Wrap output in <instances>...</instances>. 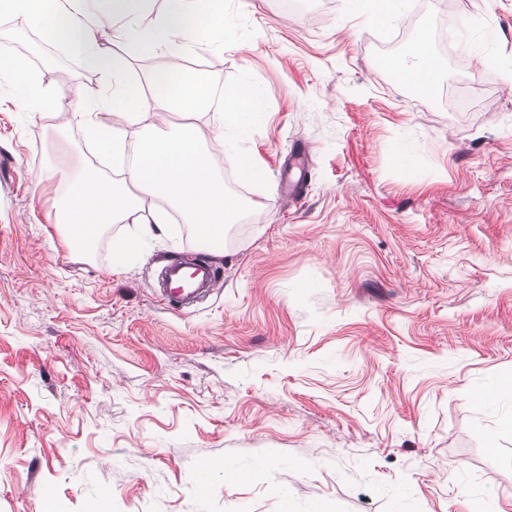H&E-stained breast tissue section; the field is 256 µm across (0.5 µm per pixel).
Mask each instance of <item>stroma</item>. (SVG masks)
Wrapping results in <instances>:
<instances>
[{
    "instance_id": "obj_1",
    "label": "stroma",
    "mask_w": 512,
    "mask_h": 512,
    "mask_svg": "<svg viewBox=\"0 0 512 512\" xmlns=\"http://www.w3.org/2000/svg\"><path fill=\"white\" fill-rule=\"evenodd\" d=\"M224 12L223 55L183 60L261 92L217 170L248 207L204 244L171 212L120 262L136 225L73 248L46 178L100 170L70 108L110 84L0 17L8 55L70 75L60 112L0 85V512H512V0H408L395 42L347 0ZM447 18L492 64L433 46L431 99L378 66ZM189 250L224 287L175 312L157 276Z\"/></svg>"
}]
</instances>
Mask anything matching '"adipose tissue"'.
<instances>
[{
  "mask_svg": "<svg viewBox=\"0 0 512 512\" xmlns=\"http://www.w3.org/2000/svg\"><path fill=\"white\" fill-rule=\"evenodd\" d=\"M153 4L154 0H0V14L35 21L47 37L65 45L88 69L112 81L110 98L95 111L73 112L72 118L85 128L90 141L113 159L125 161L121 179L105 181L91 172L69 175L53 166L47 177L65 184V198L54 219L68 225L70 239L96 232L102 224L139 225V239L117 244L120 257L136 250L140 239L152 237L154 225L167 223L172 209L200 227L216 220L235 223L243 202L225 193L210 158L246 139L263 118L259 90L243 85L225 89L224 111L212 112L221 127L212 143L201 141L193 125H171L170 114L212 111L210 80L180 68L171 75L151 77V84L158 88L157 104L155 111H147L145 98L127 80L130 57L150 52L178 58L203 40L220 52L228 28L223 0H164L159 13ZM104 35L122 44L125 54H114L103 46ZM399 71L422 95H433L439 70L431 59L428 36H421L412 61L401 63ZM3 80L14 86L25 105L54 112L60 106L56 91L68 84L70 76L58 70L45 80L22 60L0 58ZM124 125L138 128L131 155L120 136ZM157 199L166 200L168 209L152 208Z\"/></svg>",
  "mask_w": 512,
  "mask_h": 512,
  "instance_id": "ef3b65f1",
  "label": "adipose tissue"
}]
</instances>
